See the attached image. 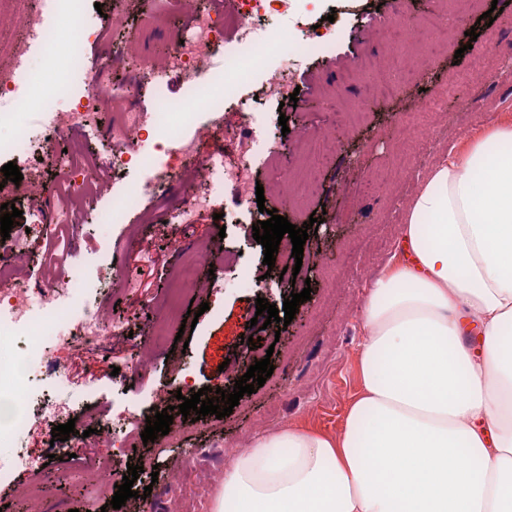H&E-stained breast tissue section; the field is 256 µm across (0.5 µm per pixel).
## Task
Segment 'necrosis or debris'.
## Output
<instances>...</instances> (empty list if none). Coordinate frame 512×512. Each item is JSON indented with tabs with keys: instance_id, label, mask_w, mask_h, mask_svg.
<instances>
[{
	"instance_id": "obj_1",
	"label": "necrosis or debris",
	"mask_w": 512,
	"mask_h": 512,
	"mask_svg": "<svg viewBox=\"0 0 512 512\" xmlns=\"http://www.w3.org/2000/svg\"><path fill=\"white\" fill-rule=\"evenodd\" d=\"M14 24L20 26L28 39L50 50L54 44V29L51 17L68 13L74 16L79 42L96 41L106 28L105 22L85 19L84 0H51L50 10L32 6L31 0H12ZM296 0H237L232 19L226 20L212 11L197 12L191 29L181 42L158 62L151 58L140 59L135 71L138 81L155 83L171 71L182 73L192 85L190 100L202 103L207 118L213 125H221L225 105L241 101L246 88H254L262 106L272 105L287 97L293 90L288 74L294 63L309 58L312 52L322 51L335 45L336 32L329 27L308 29L300 48L287 50L283 32L264 24L265 16L291 9ZM450 19L446 11L440 10L427 16L412 29L401 30L397 48L391 49L387 64L378 72L364 73L366 83L380 87L389 98H396L402 86L396 75L403 67L406 52L422 45L439 47L447 32ZM232 29L238 50L224 59V70L240 74L237 85L226 90L223 96H212L210 82L220 80L221 74L210 71L209 62L224 43L225 29ZM11 67L6 76L0 78V125L17 122L16 111L22 107L29 94L35 64L25 52L14 51L10 56ZM127 99L125 85L103 84L100 77H93L84 89L75 91L67 108H50V124L37 135L18 134L14 140L0 141V154L12 153L29 164L23 181L9 185L7 193L14 198H24L30 182L40 179L42 164L53 158L59 141L68 137L77 127L90 126L99 102L104 97ZM151 142L153 150L159 151L160 161L153 165L146 176L128 191L113 208V215L133 210L141 199L160 192L170 181L173 171L186 159H196L202 178H215L217 183L234 182L241 189L242 199H249L250 158H242L237 164L228 165L222 159L211 157L197 159L193 139L188 135L173 136L165 126L161 113L127 112L115 134L112 151V172L142 160L140 145ZM80 270L67 273L60 286L54 288H28L17 282L13 274L0 267V331L11 333L23 330L29 333V343L22 357L0 353V405L9 404L10 415L1 424L20 432L42 427L43 424L66 423L70 409L45 401L41 411L28 415L31 401L23 380L35 367L43 365L53 351L75 344H95L102 335V319L94 306H83L76 323H68L60 310L66 300L78 296Z\"/></svg>"
}]
</instances>
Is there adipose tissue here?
Listing matches in <instances>:
<instances>
[{
    "instance_id": "obj_1",
    "label": "adipose tissue",
    "mask_w": 512,
    "mask_h": 512,
    "mask_svg": "<svg viewBox=\"0 0 512 512\" xmlns=\"http://www.w3.org/2000/svg\"><path fill=\"white\" fill-rule=\"evenodd\" d=\"M361 317L341 432L257 438L213 512H512V124L438 154Z\"/></svg>"
}]
</instances>
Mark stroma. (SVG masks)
I'll list each match as a JSON object with an SVG mask.
<instances>
[{
	"label": "stroma",
	"instance_id": "stroma-1",
	"mask_svg": "<svg viewBox=\"0 0 512 512\" xmlns=\"http://www.w3.org/2000/svg\"><path fill=\"white\" fill-rule=\"evenodd\" d=\"M391 0H335L338 29L331 53L318 54L296 66L292 75L300 92L296 106L266 114V136L253 141L252 127L239 112L226 111L224 128L208 127L197 117L186 131L194 137L202 157L217 155L225 163L250 154L252 178L264 188V210L244 211L233 195V183H224L214 209L198 212L194 223L179 224L174 216L192 194L207 191L194 165L179 167L170 184L156 196L143 200L120 224L100 223L126 188L144 177L141 167L115 176L107 193L95 187L96 174L111 158L110 131L121 124L128 104L144 111H162L163 101L183 102L187 81L178 72L168 73L162 87L140 84L132 102L106 101L99 105L91 127L71 133L62 141L83 178L78 194L59 177L54 164H46L40 191L44 208L56 207L71 196L83 219L55 225L45 234L35 228L38 210L30 201L18 203L21 215L14 220V233L26 236L28 247L15 268L29 287L56 286L68 266L84 272L83 295L97 308L104 323L120 322L132 337L104 335L93 348L63 349L54 358L74 377L68 389L55 388L43 370L28 380L32 398H57L76 408L72 444L85 448L86 469L73 474L72 458L51 446L47 433L16 435L12 444H0V453L26 449L39 468H18L0 477V512H101L110 503L116 486L122 485L128 465L143 468L133 488L135 498L119 512H139L150 504L152 512H211L217 484L232 465L229 448H250L262 435L286 427H300L336 435L345 424L346 412L360 389L359 353L364 340L360 307L368 283L391 260L401 241L400 214L418 186L419 176L441 150L479 132L493 118L512 120V83L501 82L497 67L512 61V4L493 14L492 23L481 22L491 12L492 0L471 6L456 0L458 16L442 49L422 62L420 82L390 100L378 91L362 96L342 79L358 62L374 67L389 43L392 24L412 26L430 13L432 0H404L392 10ZM87 12L102 9L112 27V45L123 52L122 60L107 63L100 42L85 43L83 68L70 66L74 21L57 17V39L50 53L39 58L40 77L34 83L22 124L41 130L46 122V104H66L73 90L87 76L109 68L118 83L132 81L135 60L162 59L186 27L183 13L173 11L167 0H87ZM476 31L470 41L468 31ZM486 62L482 72L472 71L475 60ZM443 95L441 112L420 113L409 108L413 97ZM354 110L342 120L337 109ZM286 123H279V116ZM440 126V139L429 146L401 143L405 123ZM326 137L331 152L317 168V189L299 197L281 183L283 171L305 175L307 159L296 150L303 136ZM392 176L380 196L362 198L357 187L371 177ZM303 227L312 213L322 222L309 235L301 259L290 251L276 252L274 268L263 263V247L253 238L252 226L267 220L269 209ZM234 213L237 223L223 225L218 216ZM210 250L213 275L197 273L183 291L178 313L169 310L170 286L187 264L203 250ZM240 254L239 267H223L225 253ZM247 272L252 287L240 283ZM151 279L150 289L122 288L125 275ZM311 286L310 300L300 303L284 331L267 324L257 314V298L280 304L291 293ZM207 311H200L201 303ZM199 312L195 328L182 329L188 312ZM183 335L187 348L175 347ZM255 346H248V338ZM254 360L269 359L274 371L264 386L244 395L230 416L201 417L193 422L174 414L170 432L154 442L140 445L123 456L108 457L98 447L105 438L97 430L98 418L113 408L137 402L152 403L155 411L176 405L172 390L180 380L193 389L223 386L229 374H245V353ZM127 373L130 388L116 387L112 367ZM158 477H151V470ZM68 478L76 493L56 490L58 478ZM147 499H139L144 487Z\"/></svg>",
	"mask_w": 512,
	"mask_h": 512
}]
</instances>
